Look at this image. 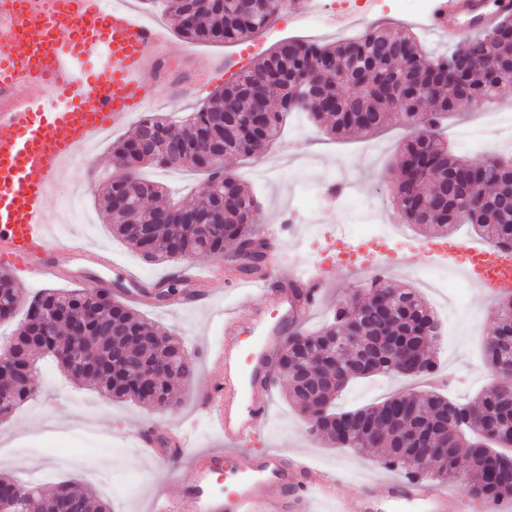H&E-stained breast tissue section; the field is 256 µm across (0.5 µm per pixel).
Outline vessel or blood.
<instances>
[{"label":"vessel or blood","instance_id":"obj_1","mask_svg":"<svg viewBox=\"0 0 512 512\" xmlns=\"http://www.w3.org/2000/svg\"><path fill=\"white\" fill-rule=\"evenodd\" d=\"M499 0H445L431 26L455 37L485 28ZM170 43L165 25L140 18L124 0H7L0 6V274L22 282L108 269L103 249L74 248L52 238L46 200L74 154L107 131L139 124L148 99L144 76ZM432 262L461 271L484 296L512 294V253L476 248L448 236L421 245ZM399 266L373 245L368 260L351 258L345 271L367 264ZM330 268L314 260L283 277L270 269L249 280L262 303L244 301L218 315L221 334L206 354L224 372L200 398L201 416L230 447L195 453L192 430L173 442L179 460L167 471L179 488L155 512H311L332 494L334 480L308 457L243 451L268 419L270 356L318 309ZM192 293L178 306L212 307L224 288L216 269L192 274ZM254 350L243 356L241 335ZM141 452L154 454L161 435L147 423L132 432ZM450 491L422 479L386 478L337 499L336 512H448Z\"/></svg>","mask_w":512,"mask_h":512}]
</instances>
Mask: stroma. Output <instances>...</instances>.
<instances>
[{
	"label": "stroma",
	"mask_w": 512,
	"mask_h": 512,
	"mask_svg": "<svg viewBox=\"0 0 512 512\" xmlns=\"http://www.w3.org/2000/svg\"><path fill=\"white\" fill-rule=\"evenodd\" d=\"M349 11L361 17L365 26L388 30L416 28L424 49L432 54L447 51L448 40L417 28L419 13L413 0H299L297 7H286L253 41L243 45L189 43L172 37L169 55L174 64L187 66L212 65L214 71L206 85L196 94L180 96L185 79L183 73L159 76L148 73L146 92L154 113L178 120L195 110L207 96L228 80L232 69L242 68L250 61L266 56L286 39L314 40L331 43L348 38L349 30L330 29L325 5ZM319 16L317 25L297 26L290 18L295 8ZM500 113L512 114V88L502 91L490 103L464 104L443 123L453 151L470 160L493 154L512 157V142L497 137L492 119ZM465 128L484 131L482 145L467 148L457 134ZM133 128L109 132L69 165L51 192L46 207L57 239L85 247L109 250L121 264L137 267L143 277L160 279L173 271L168 262L146 263L127 245L112 234L98 209L96 199L103 178L113 168V142L133 135ZM412 134L411 128L395 120L367 135L351 134L334 138L310 124L304 114H292L282 137L268 150L267 159L298 157L302 163L283 176L270 181L245 178L243 184L261 203V217L278 221L287 205L306 202L313 191L332 184L339 176L343 159L361 147L376 149V160L358 164L351 170L354 186L350 194L337 201L321 202L307 210L306 222L298 223L297 233L279 249L277 265L283 276L303 269L317 256L330 253L337 231L359 223L354 199L367 195L378 218L394 212L392 190L396 174L393 165L401 145ZM399 252L411 255L409 266L391 270L387 279L393 287L423 291L421 272L429 268L425 258L416 255V246L423 241L422 232L404 227ZM368 274L349 275L335 272L333 282L325 290L322 306L308 323L317 328L339 300L354 290L364 288ZM496 299L484 298L475 288H465L463 308L459 313L443 305H435L440 319L448 320L447 334L438 347L439 378H450L446 392L457 399H474L480 392L475 377L487 376L482 340L496 311ZM134 309L146 320L183 336L195 370L189 380L178 382L176 407L156 409L131 401H113L95 390L70 381L48 359H41L37 398L20 405L10 418L0 421V458L7 460L5 475L21 484L39 481L42 492H52L64 480H76L92 488L112 512H153L159 495H174L178 487L156 468L152 459L140 455L138 448L128 443L129 432L144 420L152 421L159 431H171L178 426L195 424L198 444L203 448H220L224 440L211 428L196 424L197 393L200 387L214 379L220 366L201 354L202 347L220 334L217 321L207 310L181 307L158 311L138 303ZM287 382L277 379L271 394L270 415L265 429L254 436L247 448L252 452L276 450L285 455L302 454L312 457L330 474H340L343 481L337 493L360 489L368 478L385 474L379 449L362 451L327 447L312 437L305 419L285 398ZM420 382L411 378L377 376L351 383L337 402L339 409L348 410L382 402L397 393L419 392Z\"/></svg>",
	"instance_id": "1"
}]
</instances>
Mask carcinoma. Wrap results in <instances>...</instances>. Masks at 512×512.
<instances>
[{
  "label": "carcinoma",
  "mask_w": 512,
  "mask_h": 512,
  "mask_svg": "<svg viewBox=\"0 0 512 512\" xmlns=\"http://www.w3.org/2000/svg\"><path fill=\"white\" fill-rule=\"evenodd\" d=\"M164 14L189 42L240 44L275 19L266 0H164ZM512 70V15L441 55L426 52L408 30L371 27L332 46L288 39L216 89L202 107L177 124L148 114L135 136L112 145L119 174L103 183L99 207L122 239L148 263L178 262L200 253L223 258L244 275H264L269 245L258 233L260 204L229 171L212 169L215 154H242L253 139L262 154L280 135L291 112H306L326 133H373L400 103L405 123L418 131L401 147L394 185L397 217L423 232L448 234L470 224L494 245L512 249V167L481 171L452 153L439 135L441 118L459 104L482 102L502 91L490 68ZM148 167L193 169L205 174L194 201L163 202L164 188L142 176ZM368 300L336 303L317 330L288 337L276 354V376L293 378L286 398L317 430L311 434L336 448H379L392 469L450 485L461 482L470 501L512 499V468L488 454L467 422H485L499 432L507 452L512 439V384L488 385L473 400L433 389L422 397L393 396L379 404L339 410L344 385L332 365L370 356L359 377L373 374L415 378L435 370L426 328L435 320L410 288L385 279L366 285ZM0 294L12 299L0 321L13 318L21 301L13 281L0 275ZM512 296L502 297L485 337L484 362L493 376L512 366ZM11 341L28 375L0 380V420L11 416L38 390L33 355L53 359L70 379L116 400L176 405L174 384L194 365L182 339L139 317L112 299L107 289L60 292L34 298ZM20 489L30 512L38 487L0 476V488ZM38 512H110L92 491L69 480L37 504Z\"/></svg>",
  "instance_id": "1"
}]
</instances>
